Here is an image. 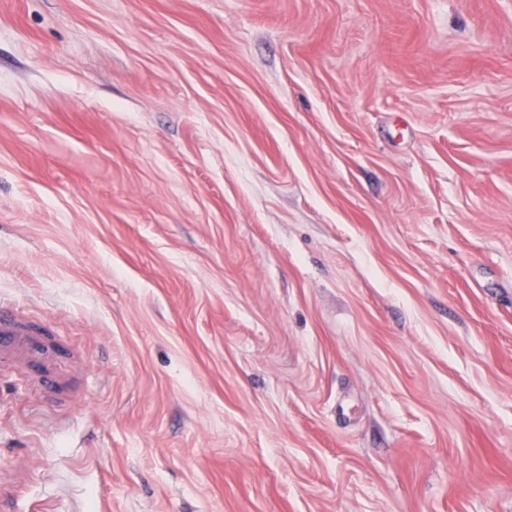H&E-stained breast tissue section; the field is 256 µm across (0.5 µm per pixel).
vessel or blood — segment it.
Instances as JSON below:
<instances>
[{"label": "vessel or blood", "instance_id": "b4317fda", "mask_svg": "<svg viewBox=\"0 0 512 512\" xmlns=\"http://www.w3.org/2000/svg\"><path fill=\"white\" fill-rule=\"evenodd\" d=\"M17 367L38 363L51 369L48 342L20 312L0 309V363Z\"/></svg>", "mask_w": 512, "mask_h": 512}]
</instances>
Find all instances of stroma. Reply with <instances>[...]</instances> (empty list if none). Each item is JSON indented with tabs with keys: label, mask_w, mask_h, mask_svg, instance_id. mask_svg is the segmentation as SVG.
<instances>
[{
	"label": "stroma",
	"mask_w": 512,
	"mask_h": 512,
	"mask_svg": "<svg viewBox=\"0 0 512 512\" xmlns=\"http://www.w3.org/2000/svg\"><path fill=\"white\" fill-rule=\"evenodd\" d=\"M0 512H512V0H0ZM47 356V338L17 310L0 308V364L24 367L39 363L49 371L53 366Z\"/></svg>",
	"instance_id": "35a3bbf8"
}]
</instances>
